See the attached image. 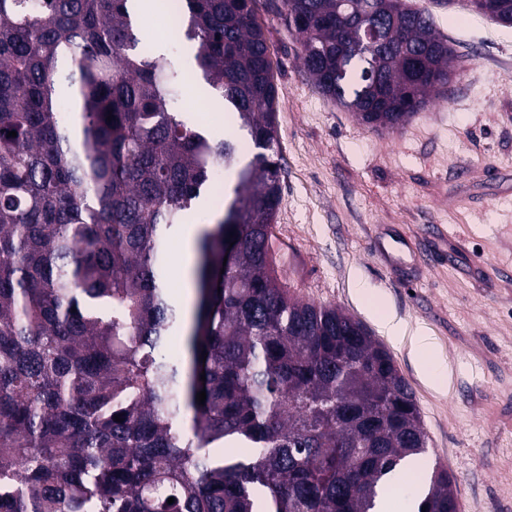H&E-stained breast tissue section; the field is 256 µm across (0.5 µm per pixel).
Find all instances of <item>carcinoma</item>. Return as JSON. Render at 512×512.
<instances>
[{
    "label": "carcinoma",
    "instance_id": "cac0c4a2",
    "mask_svg": "<svg viewBox=\"0 0 512 512\" xmlns=\"http://www.w3.org/2000/svg\"><path fill=\"white\" fill-rule=\"evenodd\" d=\"M469 3L512 25V0ZM285 4L316 87L368 128H400L455 74L403 0L375 12L377 40L358 24L375 0ZM172 21L187 68L139 0H0V512H379L427 436L390 353L272 269L279 92L253 0H175ZM195 74L261 149L248 164L176 107ZM220 164L188 312L166 243ZM415 507L456 512L447 470Z\"/></svg>",
    "mask_w": 512,
    "mask_h": 512
}]
</instances>
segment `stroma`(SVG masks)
Masks as SVG:
<instances>
[{
	"instance_id": "stroma-1",
	"label": "stroma",
	"mask_w": 512,
	"mask_h": 512,
	"mask_svg": "<svg viewBox=\"0 0 512 512\" xmlns=\"http://www.w3.org/2000/svg\"><path fill=\"white\" fill-rule=\"evenodd\" d=\"M405 3L448 37L456 76L403 127L374 131L319 92L284 0H254L279 88L274 267L290 294L341 309L371 336L358 278L431 331L448 361L443 390L407 347L386 345L420 409L423 460L453 475L458 512H512V26L464 0ZM178 107L235 137L240 163L255 155L206 85L189 83Z\"/></svg>"
}]
</instances>
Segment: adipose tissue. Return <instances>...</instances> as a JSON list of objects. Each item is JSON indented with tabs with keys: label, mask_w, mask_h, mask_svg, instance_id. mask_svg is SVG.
<instances>
[{
	"label": "adipose tissue",
	"mask_w": 512,
	"mask_h": 512,
	"mask_svg": "<svg viewBox=\"0 0 512 512\" xmlns=\"http://www.w3.org/2000/svg\"><path fill=\"white\" fill-rule=\"evenodd\" d=\"M354 293L385 336L394 343L409 345L430 384L440 389L445 388L449 378L448 368L431 332L420 325L410 326L396 317L383 304L375 289L364 281H355Z\"/></svg>",
	"instance_id": "1"
}]
</instances>
